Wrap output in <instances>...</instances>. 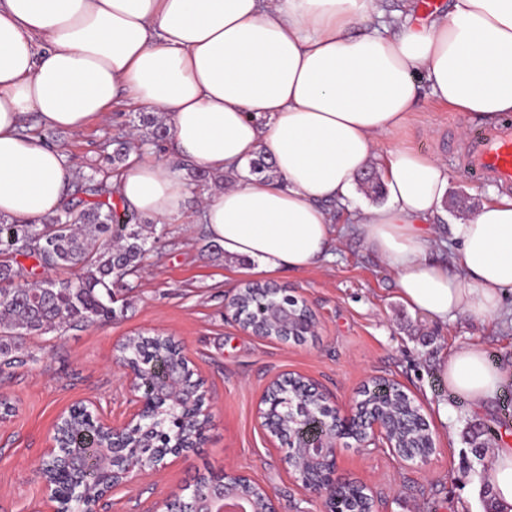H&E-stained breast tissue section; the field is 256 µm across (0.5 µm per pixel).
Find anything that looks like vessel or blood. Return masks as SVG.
I'll return each instance as SVG.
<instances>
[{
  "instance_id": "1",
  "label": "vessel or blood",
  "mask_w": 512,
  "mask_h": 512,
  "mask_svg": "<svg viewBox=\"0 0 512 512\" xmlns=\"http://www.w3.org/2000/svg\"><path fill=\"white\" fill-rule=\"evenodd\" d=\"M462 166L469 176L512 192V118L473 134L465 146Z\"/></svg>"
}]
</instances>
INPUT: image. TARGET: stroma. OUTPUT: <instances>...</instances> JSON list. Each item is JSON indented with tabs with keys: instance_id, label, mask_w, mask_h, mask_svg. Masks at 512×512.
<instances>
[{
	"instance_id": "obj_1",
	"label": "stroma",
	"mask_w": 512,
	"mask_h": 512,
	"mask_svg": "<svg viewBox=\"0 0 512 512\" xmlns=\"http://www.w3.org/2000/svg\"><path fill=\"white\" fill-rule=\"evenodd\" d=\"M137 113L115 106L81 131L47 130L43 137L86 174L104 166L106 143L133 130ZM477 128L467 114L425 98L403 127L378 142L382 151L402 144L445 163L448 190L436 219L444 233L470 220L495 190L461 169L462 151ZM201 196V190L191 191L181 221L144 224L150 251L141 270L117 289L112 321L24 337L21 363L0 368V398L16 406L0 420V512H37L42 479L36 466L62 414L84 406L116 425L127 420L140 395L126 386L128 368L117 347L127 337L162 332L174 336L189 358L209 421L197 448L114 489L104 512H162L175 494L227 469L269 489L281 512H323L322 501L291 477L281 452L270 448L262 427L264 390L288 373L318 382L343 412L366 385L382 379L400 383L419 407L435 443L424 463L405 466L385 448L338 450L341 471L370 487L378 512H488L491 494L476 477L512 432V385L495 405L474 411L450 396L439 363L463 344L485 346L492 359L511 363L512 315L445 322L410 311L391 269L347 222L349 210L379 203L358 187L350 207H332L338 244L329 259L266 277L312 310L315 335L300 343L253 336L229 305L237 288L252 280L251 264L225 257L196 223ZM442 403L449 407L444 421Z\"/></svg>"
}]
</instances>
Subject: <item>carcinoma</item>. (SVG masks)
Instances as JSON below:
<instances>
[{"mask_svg":"<svg viewBox=\"0 0 512 512\" xmlns=\"http://www.w3.org/2000/svg\"><path fill=\"white\" fill-rule=\"evenodd\" d=\"M145 129L141 143L159 142L168 130L157 113L140 117ZM109 160L116 167L126 162L132 145L119 138L112 140ZM110 172L95 168L89 176H80L75 193L94 197L68 201L52 216L39 222L18 224L0 215V365L16 362L15 353L26 335H42L65 326L91 325L116 316L113 288L129 274L137 272L150 251L149 237L142 233L136 218L119 211L112 202L108 184ZM32 258L49 273L61 269L78 271L75 280L49 276L37 283L18 281L21 267L18 258ZM269 285L248 282L240 288L238 301L251 317H262L265 305L278 302L277 295L267 292ZM120 354L138 362L146 370L143 388L159 375L150 372L158 361L174 365L178 345L155 336H129L120 345ZM366 403L383 411H391L389 425L395 441L410 448L417 433L407 421L417 417L418 410L408 405L405 393L384 382L366 395ZM185 406L173 403L154 419L143 424L132 443L146 448H164L178 430L177 419ZM67 443L83 449L92 469L88 477L94 483L97 460L107 445V437L94 432L83 419L71 422L64 432Z\"/></svg>","mask_w":512,"mask_h":512,"instance_id":"obj_1","label":"carcinoma"}]
</instances>
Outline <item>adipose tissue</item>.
Instances as JSON below:
<instances>
[{"label": "adipose tissue", "instance_id": "1", "mask_svg": "<svg viewBox=\"0 0 512 512\" xmlns=\"http://www.w3.org/2000/svg\"><path fill=\"white\" fill-rule=\"evenodd\" d=\"M375 0H0V215H53L76 173L59 149L25 133L26 114L76 132L123 101L158 112L171 157L131 154L112 183L126 208L181 219L184 159L231 183L199 214L225 255L258 272L297 271L329 256L334 216L371 158L384 206L351 212L369 249L393 270L403 303L439 320L489 321L512 310V198L491 195L450 227L433 224L448 189L435 157L379 136L424 96L492 125L512 112V0H448L418 19L406 0L390 27L367 24ZM423 70L418 84L413 70ZM265 153L273 177L241 178ZM449 391L475 410L512 384V364L483 346L439 364ZM512 512V447L481 474Z\"/></svg>", "mask_w": 512, "mask_h": 512}]
</instances>
